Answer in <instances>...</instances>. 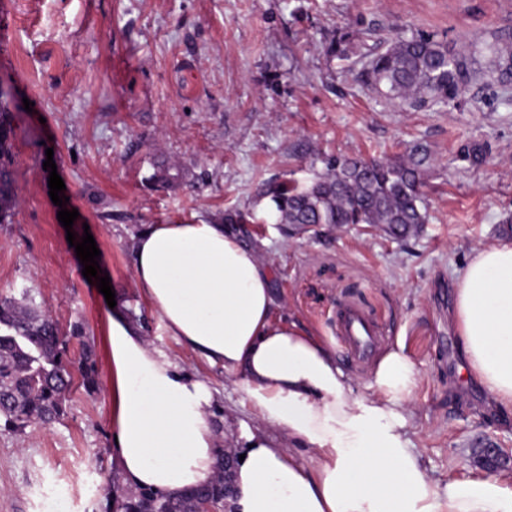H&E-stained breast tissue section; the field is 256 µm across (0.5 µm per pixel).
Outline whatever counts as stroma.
Returning <instances> with one entry per match:
<instances>
[{"instance_id":"35a3bbf8","label":"stroma","mask_w":512,"mask_h":512,"mask_svg":"<svg viewBox=\"0 0 512 512\" xmlns=\"http://www.w3.org/2000/svg\"><path fill=\"white\" fill-rule=\"evenodd\" d=\"M435 33L472 57L462 102L412 111L356 80L400 35ZM346 37L344 58L327 54ZM512 44V0H0V85L16 131L18 199L0 224V297L30 289L63 329L80 327L67 357L94 350L97 384L74 385L65 416L19 432L0 419V512H115L131 492L112 466L110 365L99 336L106 300L57 219L46 149H53L76 236L91 233L101 271L143 321L147 342L220 392L215 423L233 448L246 432L283 435L253 411L223 370L163 332L141 298L131 245L149 224L250 213L277 316L305 326L355 386L403 348L420 383L410 438L434 480L480 475L472 443L512 448L463 364L449 320L450 285L471 253L512 241V83L491 44ZM32 110H25V102ZM421 142L433 166L422 188L427 220L398 240L365 224L286 237L273 228L269 189L313 181L333 158L390 159ZM479 144L484 160H462ZM171 166L173 186L154 173ZM364 314L379 339L364 361L347 357L340 323Z\"/></svg>"}]
</instances>
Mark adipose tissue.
<instances>
[{
	"mask_svg": "<svg viewBox=\"0 0 512 512\" xmlns=\"http://www.w3.org/2000/svg\"><path fill=\"white\" fill-rule=\"evenodd\" d=\"M134 277L165 333L244 387L259 418L289 442L251 434L236 512H512V474L433 480L410 438L419 373L387 354L355 390L334 354L276 319L258 247L217 221L149 224L132 242ZM453 323L467 377L512 417V242L474 251L454 280ZM101 334L111 365L112 465L159 498L208 485L222 437L210 382L145 340L125 303Z\"/></svg>",
	"mask_w": 512,
	"mask_h": 512,
	"instance_id": "adipose-tissue-1",
	"label": "adipose tissue"
}]
</instances>
